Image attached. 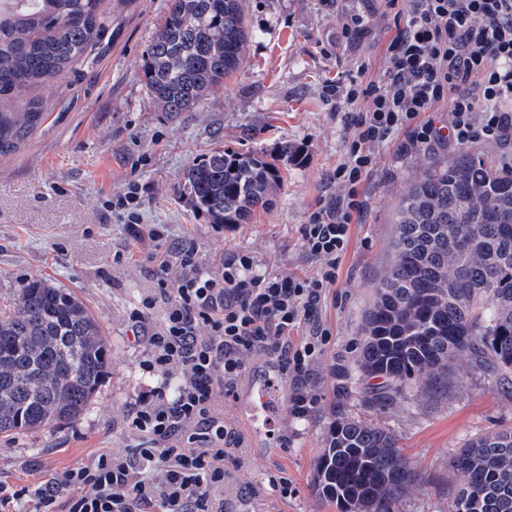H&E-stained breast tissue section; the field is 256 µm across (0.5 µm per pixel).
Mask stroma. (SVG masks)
Wrapping results in <instances>:
<instances>
[{
  "instance_id": "1",
  "label": "stroma",
  "mask_w": 512,
  "mask_h": 512,
  "mask_svg": "<svg viewBox=\"0 0 512 512\" xmlns=\"http://www.w3.org/2000/svg\"><path fill=\"white\" fill-rule=\"evenodd\" d=\"M167 5L109 0L106 38L63 78L34 89L45 119L16 153L0 157V312L12 309L31 280L46 279L85 302L111 347L109 372L79 418L0 434V481L13 487L35 486L47 472L130 443L127 414L150 380L139 369L145 345L135 341L127 314L156 285L148 257L157 245L130 231L112 208L116 195L139 182L143 226L165 225L169 241L193 242L212 264L245 251L261 268L312 274L317 264L305 255L299 228L328 195L327 176L344 162L349 138L326 89L345 78L378 79L397 32L387 0H244L254 36L238 72L193 111L170 113L154 105L142 80ZM365 9L369 33L344 36L346 19ZM284 142L296 149L288 161L279 153ZM397 146L375 149L376 170L361 186L369 207L351 227L334 297L322 311L332 336L318 365L316 408L292 418L290 381L262 356L247 357L237 396L224 403L236 425L242 404L261 400L270 409L267 425L245 434L224 486V512H337L311 484L327 426L340 413L390 430L417 466L419 478L396 512H451L457 478L449 461L457 449L512 427V386L463 362L460 382L442 396L410 393L379 411L353 392L363 316L392 261L396 206L430 165L458 154L423 145L401 155ZM216 147L263 154L284 177L249 223H212L184 192L188 165ZM275 427L287 442L272 435ZM272 475L288 477L295 495L271 491Z\"/></svg>"
}]
</instances>
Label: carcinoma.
<instances>
[{"mask_svg": "<svg viewBox=\"0 0 512 512\" xmlns=\"http://www.w3.org/2000/svg\"><path fill=\"white\" fill-rule=\"evenodd\" d=\"M105 0H0V156L43 120L30 91L84 62L109 22ZM250 33L241 0H169L142 66L164 112H189L239 67ZM283 177L254 152L195 159L185 190L215 224H246ZM393 261L365 311L356 395L385 408L409 390L448 387L463 360L495 380L512 375V167L464 152L427 168L395 212ZM98 319L72 292L42 279L0 315V433L72 421L107 373ZM377 383L372 384L370 380ZM452 512H512V428L453 460ZM419 478L393 433L338 416L314 462L313 490L339 512H395Z\"/></svg>", "mask_w": 512, "mask_h": 512, "instance_id": "1", "label": "carcinoma"}]
</instances>
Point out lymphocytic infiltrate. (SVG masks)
<instances>
[{
  "instance_id": "1",
  "label": "lymphocytic infiltrate",
  "mask_w": 512,
  "mask_h": 512,
  "mask_svg": "<svg viewBox=\"0 0 512 512\" xmlns=\"http://www.w3.org/2000/svg\"><path fill=\"white\" fill-rule=\"evenodd\" d=\"M398 18L382 77L330 90L350 106L341 122L351 141L328 176L336 193L300 227L316 274L269 272L243 251L215 268L195 245L168 243L165 228L152 225L148 237L167 245L151 271L158 290L128 314L147 347L139 368L153 379L127 418L135 446L101 451L32 488L0 484V512H16L28 495L35 512H224L215 493L245 438L219 400L235 397L248 355L284 366L293 418L313 411L316 367L331 337L322 310L351 226L368 208L359 187L377 164L372 145L400 131L410 147L512 143V0H405ZM360 101L363 111H353ZM441 103L448 121L438 125L427 114Z\"/></svg>"
}]
</instances>
